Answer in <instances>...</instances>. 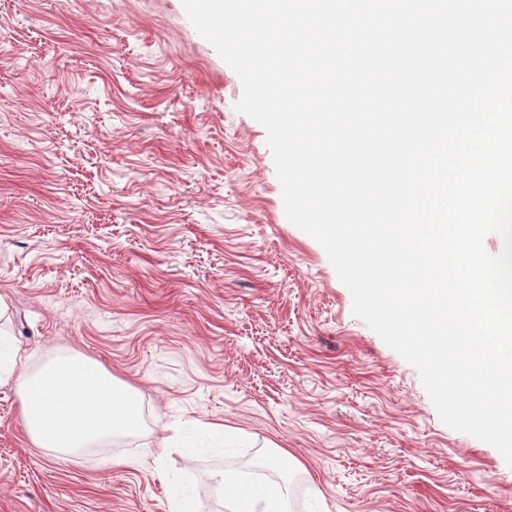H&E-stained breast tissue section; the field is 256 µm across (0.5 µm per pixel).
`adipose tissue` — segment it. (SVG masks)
Returning <instances> with one entry per match:
<instances>
[{"label": "adipose tissue", "mask_w": 512, "mask_h": 512, "mask_svg": "<svg viewBox=\"0 0 512 512\" xmlns=\"http://www.w3.org/2000/svg\"><path fill=\"white\" fill-rule=\"evenodd\" d=\"M23 353L18 339L0 331V383L13 382L34 447L68 459L115 434L137 430L140 403L135 392L103 365L67 350L40 370L22 372ZM159 445L204 450L215 458L208 478L225 512H288V496L280 486L246 481L242 471L223 466L224 457L235 452L223 425L192 421Z\"/></svg>", "instance_id": "ef3b65f1"}]
</instances>
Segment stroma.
Here are the masks:
<instances>
[{"mask_svg": "<svg viewBox=\"0 0 512 512\" xmlns=\"http://www.w3.org/2000/svg\"><path fill=\"white\" fill-rule=\"evenodd\" d=\"M242 95L181 0H0V322L27 370L73 349L142 412L60 460L0 384V512H167L158 465L216 512L212 456L156 445L193 419L291 512H512V467L442 423L286 218ZM277 446L300 468L270 465Z\"/></svg>", "mask_w": 512, "mask_h": 512, "instance_id": "obj_1", "label": "stroma"}]
</instances>
